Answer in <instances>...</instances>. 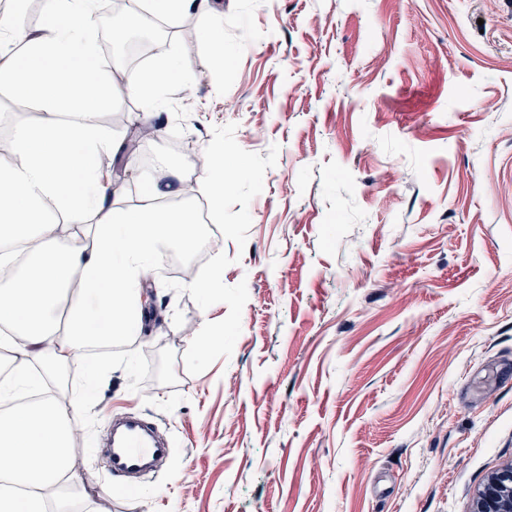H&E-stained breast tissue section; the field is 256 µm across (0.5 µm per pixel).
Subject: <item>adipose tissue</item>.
I'll return each instance as SVG.
<instances>
[{
	"label": "adipose tissue",
	"mask_w": 512,
	"mask_h": 512,
	"mask_svg": "<svg viewBox=\"0 0 512 512\" xmlns=\"http://www.w3.org/2000/svg\"><path fill=\"white\" fill-rule=\"evenodd\" d=\"M0 13V95L35 107L40 117L14 126L0 153V267L24 259L22 271L0 288V350L11 371L0 379V512H44L59 483L56 512H68L83 481L71 468L79 405L45 399L22 405L53 370L101 341L138 334L143 281L171 244L214 258L211 278L224 271V247L202 232L186 197H203L208 218L224 217V154L197 155L206 177L188 181L182 168L167 182L140 175L142 201L128 205L101 154L128 156L97 121L132 99L143 115L160 111L166 89L192 77L190 53L172 52L131 81L114 79L96 32L100 0H43L42 22L24 23L28 0ZM210 10V0H140L135 15L112 17L113 44L124 43L143 16L171 21Z\"/></svg>",
	"instance_id": "obj_1"
}]
</instances>
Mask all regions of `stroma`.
Masks as SVG:
<instances>
[{"mask_svg": "<svg viewBox=\"0 0 512 512\" xmlns=\"http://www.w3.org/2000/svg\"><path fill=\"white\" fill-rule=\"evenodd\" d=\"M135 160L224 149V277L171 247L81 400L71 512H471L512 464V0H213ZM224 26L223 69L203 33ZM224 330L197 349L195 337ZM155 424L124 488L109 420Z\"/></svg>", "mask_w": 512, "mask_h": 512, "instance_id": "35a3bbf8", "label": "stroma"}]
</instances>
